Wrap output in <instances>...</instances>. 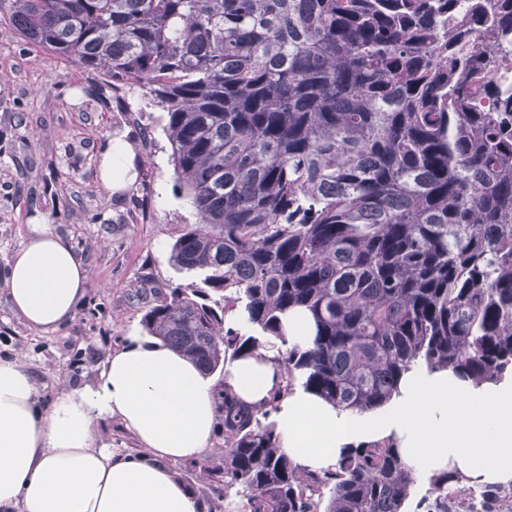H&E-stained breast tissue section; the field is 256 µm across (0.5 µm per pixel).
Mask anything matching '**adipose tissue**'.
I'll use <instances>...</instances> for the list:
<instances>
[{
    "label": "adipose tissue",
    "instance_id": "ef3b65f1",
    "mask_svg": "<svg viewBox=\"0 0 512 512\" xmlns=\"http://www.w3.org/2000/svg\"><path fill=\"white\" fill-rule=\"evenodd\" d=\"M130 155L128 142L106 141L99 176L107 190L129 184ZM89 280L73 247L38 219L5 286L26 324L52 332L72 319ZM281 383L273 349L224 366L223 384L255 409ZM220 385L160 339L134 331L98 378L69 387L47 407L29 367L0 358V512H202L170 465L211 449ZM112 418L138 453L102 443L99 425ZM273 423L283 452L305 470L328 471L359 437L382 434L397 441L416 474L454 468L475 488L512 485V372L477 386L449 371L415 369L372 419L297 385L280 397Z\"/></svg>",
    "mask_w": 512,
    "mask_h": 512
}]
</instances>
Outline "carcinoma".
I'll use <instances>...</instances> for the list:
<instances>
[{"instance_id":"obj_1","label":"carcinoma","mask_w":512,"mask_h":512,"mask_svg":"<svg viewBox=\"0 0 512 512\" xmlns=\"http://www.w3.org/2000/svg\"><path fill=\"white\" fill-rule=\"evenodd\" d=\"M0 0L28 39L166 114L199 224L170 259L198 280L157 298L149 335L213 373L284 336L332 405L382 407L418 364L480 384L512 370V94L486 79L512 0ZM491 108H476L477 96ZM233 325H226L227 317ZM221 393L215 489L246 512H404L417 476L390 438L305 472L269 416ZM456 470L416 512L484 497ZM312 331V324L304 312L296 311L290 314L285 320L286 345L282 350L294 345L305 348L312 338Z\"/></svg>"}]
</instances>
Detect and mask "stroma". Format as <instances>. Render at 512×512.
Returning a JSON list of instances; mask_svg holds the SVG:
<instances>
[{"mask_svg":"<svg viewBox=\"0 0 512 512\" xmlns=\"http://www.w3.org/2000/svg\"><path fill=\"white\" fill-rule=\"evenodd\" d=\"M165 114L144 89L113 92L105 76L27 40L0 18V358L22 357L44 403L65 386L91 381L106 355L131 329L142 328L154 300L191 283L171 246L198 218L174 175ZM129 141L132 186L100 187L98 155L108 136ZM43 218L92 271L72 320L56 332L30 328L11 309L3 279ZM212 451L173 469L205 504V512H244L222 496L206 470L224 459V436Z\"/></svg>","mask_w":512,"mask_h":512,"instance_id":"1","label":"stroma"}]
</instances>
